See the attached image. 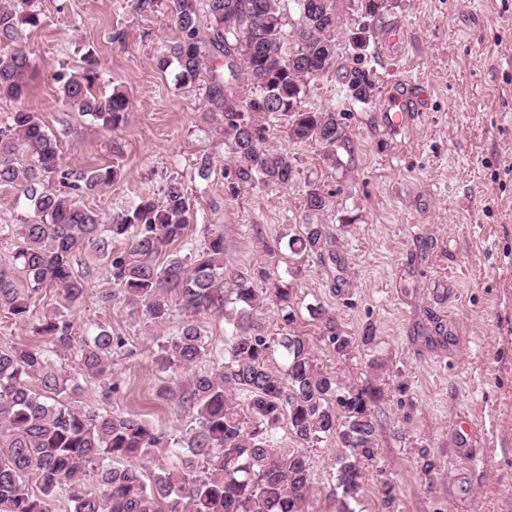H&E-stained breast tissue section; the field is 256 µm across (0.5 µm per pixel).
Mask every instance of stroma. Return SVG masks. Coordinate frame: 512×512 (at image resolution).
I'll use <instances>...</instances> for the list:
<instances>
[{
    "instance_id": "1",
    "label": "stroma",
    "mask_w": 512,
    "mask_h": 512,
    "mask_svg": "<svg viewBox=\"0 0 512 512\" xmlns=\"http://www.w3.org/2000/svg\"><path fill=\"white\" fill-rule=\"evenodd\" d=\"M170 0L154 13L131 0H40L45 24L24 33L37 67L26 108L38 113L61 143L73 169L120 164L119 182L86 198L111 214L137 196L181 178L193 203L187 238L224 233L225 261L247 275L276 245L289 268L298 328L311 354L342 384H382L375 409L378 447L364 468L366 494L356 512H380L383 482L395 486L391 512H512V0H401L389 33L371 45L375 92L352 101L336 69L311 81L308 108L340 114L349 146L340 167L316 148L291 141L284 127L270 145L294 155L299 174L285 190L225 191L231 160L224 138L202 118L197 89L176 84L153 58L175 35ZM122 31L123 42L112 41ZM94 46L104 78L126 91L131 114L109 131L60 101L52 78L59 64L79 65ZM401 99L400 124L382 107ZM210 157L207 178L197 164ZM331 195L319 223L329 225L335 260L298 262L286 248L303 214L307 182ZM78 271L88 284L82 303L61 292L38 295L34 317L0 312V344L37 345L38 318L60 312L76 336L105 324L124 345L108 379L77 376L74 404L88 411L127 410L180 437L195 416L179 399H159L166 374L153 360L184 316L173 311L160 328L117 303L106 260L88 252ZM334 313L341 333L360 338L373 329L380 369L362 347L336 355L306 307ZM206 341L199 370L224 361L228 326L216 313L196 317ZM335 438L308 451L312 495L306 512H337L332 463Z\"/></svg>"
}]
</instances>
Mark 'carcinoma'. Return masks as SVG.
I'll return each instance as SVG.
<instances>
[{
  "mask_svg": "<svg viewBox=\"0 0 512 512\" xmlns=\"http://www.w3.org/2000/svg\"><path fill=\"white\" fill-rule=\"evenodd\" d=\"M36 2L0 0V99L21 102L29 95L34 65L22 39L23 31L45 24ZM358 2L365 22L353 49L363 52L369 36L384 31L398 0ZM171 12L176 37L155 66L174 68L180 87L204 90L203 117L220 125L233 159L224 173L230 196L258 186L286 189L295 181L296 157L268 144L271 123L279 120L289 139L316 145L330 167L340 163L347 136L339 116L304 105L308 82L336 63V0H173ZM202 14L209 17L205 29ZM81 60L54 72L60 99L114 131L126 123L130 100L118 85L108 94L100 91L95 50L87 49ZM343 70L349 97L370 101L375 83L362 56ZM120 176L115 164L63 167L59 139L35 112L19 107L0 121V202L23 197L31 213L20 224H0V240L16 241L25 278L20 288L14 270L0 269V309L24 321L46 288L62 291L72 306L80 303L87 282L75 266L87 250L97 251L108 259L112 284L132 311L157 326L175 307L189 317L160 347L155 364L175 378L158 397L180 396L196 427L187 437L171 438L137 414L84 412L58 400L74 379L50 353L74 349L80 373L102 378L111 371L114 338L99 323L77 342L65 315L46 314L37 329L44 345L0 346V512H52L62 495L70 512H305L308 448L333 436L341 447L334 462L339 512H353L350 503L360 502L364 491L362 467L375 458L380 386L342 387L324 371L309 340L296 331L290 282L266 267L250 277L230 271L224 232L211 231L183 256L171 253L192 214L188 190L177 178L108 219L80 204V197ZM303 202L305 222L287 242L299 260L332 244L326 225L316 220L328 210L330 194L309 182ZM264 301L278 308L276 336L254 321ZM307 311L336 354L348 355L354 340L338 332L333 315L319 304ZM202 312L224 314L230 333L222 366L198 373L205 341L191 317ZM275 354L282 358L279 369L270 365ZM229 388L246 396V406L229 397ZM284 421L295 448L271 440ZM160 451L177 464L146 472L144 462Z\"/></svg>",
  "mask_w": 512,
  "mask_h": 512,
  "instance_id": "obj_1",
  "label": "carcinoma"
}]
</instances>
